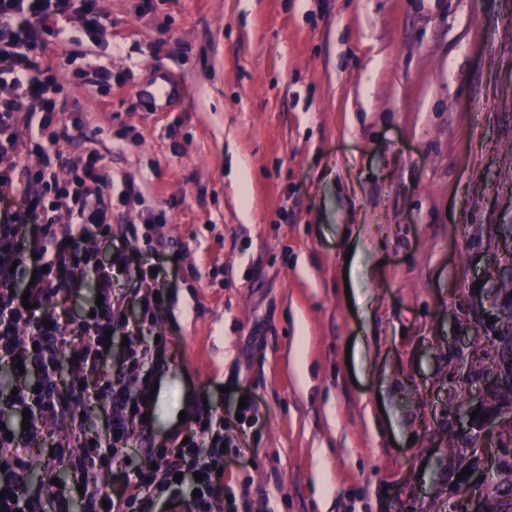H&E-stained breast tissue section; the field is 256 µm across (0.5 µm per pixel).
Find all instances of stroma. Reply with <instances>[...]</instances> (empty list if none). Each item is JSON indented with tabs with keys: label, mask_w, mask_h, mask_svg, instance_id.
<instances>
[{
	"label": "stroma",
	"mask_w": 512,
	"mask_h": 512,
	"mask_svg": "<svg viewBox=\"0 0 512 512\" xmlns=\"http://www.w3.org/2000/svg\"><path fill=\"white\" fill-rule=\"evenodd\" d=\"M64 22L56 113L74 164L97 149L112 229L146 241L173 303L152 437L209 402L241 449L238 512H473L450 487L512 468L472 457L457 413L512 398L453 387L507 296L512 0H98ZM111 71V82L95 68ZM171 77L164 110L147 96ZM255 409L237 421L240 397Z\"/></svg>",
	"instance_id": "stroma-1"
}]
</instances>
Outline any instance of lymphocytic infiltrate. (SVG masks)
I'll return each mask as SVG.
<instances>
[{"instance_id":"lymphocytic-infiltrate-1","label":"lymphocytic infiltrate","mask_w":512,"mask_h":512,"mask_svg":"<svg viewBox=\"0 0 512 512\" xmlns=\"http://www.w3.org/2000/svg\"><path fill=\"white\" fill-rule=\"evenodd\" d=\"M97 0H0V363L9 364L13 391L0 396V411L28 413L29 430L6 436L0 429V512H233L224 479V418L217 409L197 408L183 433L155 445L145 421L152 381L145 360L160 361L166 340L156 337V314L164 298L149 288L150 265L139 256L138 229L112 234L110 177L90 152L82 168L61 179L66 125L54 113L64 82L45 65L48 38L63 34L61 19L77 16L98 23ZM33 154L37 166L22 164ZM94 241L95 249L85 248ZM110 253L96 260V250ZM92 276L103 301L92 316L73 325L66 313H49L61 295ZM133 286L118 291L114 280ZM127 339L125 361L109 363L107 335ZM67 384H59L60 371ZM106 405L105 431L89 429L85 411ZM61 423L68 436L51 444L43 426ZM140 434L150 461L128 462V444ZM50 447L40 463L46 476L58 466L81 475L82 494L53 495L48 501L27 488L30 451ZM118 468L123 491L110 502L97 474Z\"/></svg>"}]
</instances>
